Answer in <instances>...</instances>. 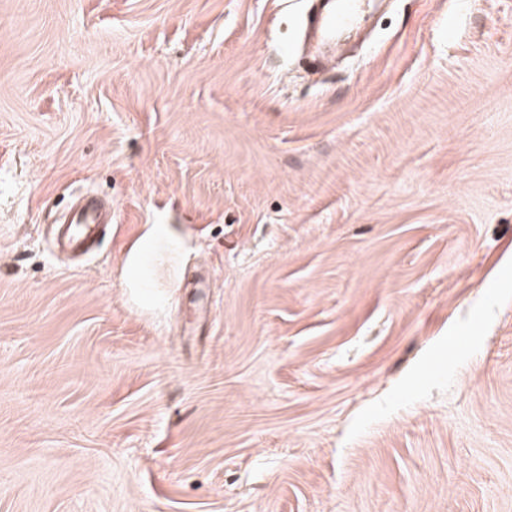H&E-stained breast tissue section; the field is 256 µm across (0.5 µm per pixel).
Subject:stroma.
<instances>
[{"mask_svg":"<svg viewBox=\"0 0 512 512\" xmlns=\"http://www.w3.org/2000/svg\"><path fill=\"white\" fill-rule=\"evenodd\" d=\"M306 4L0 0V512H512V0ZM304 31V55L313 68L336 52L346 34L357 28L369 7L366 0H317ZM101 214L93 203H85L74 209L65 224H67V239L69 245L81 248L87 239L95 237L99 231ZM178 241L174 237L173 232L168 224H147L144 227V234L141 237V242L129 252L126 260L127 266H135L139 263L143 248L147 246H154L159 248L161 246L160 256H164L165 252L167 257L175 255L174 248L177 246ZM179 245V244H178Z\"/></svg>","mask_w":512,"mask_h":512,"instance_id":"35a3bbf8","label":"stroma"}]
</instances>
